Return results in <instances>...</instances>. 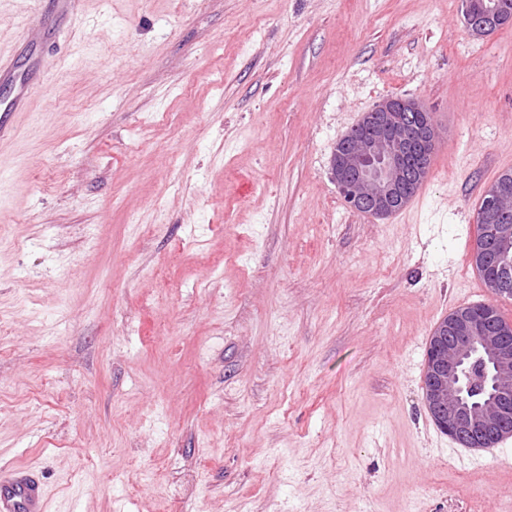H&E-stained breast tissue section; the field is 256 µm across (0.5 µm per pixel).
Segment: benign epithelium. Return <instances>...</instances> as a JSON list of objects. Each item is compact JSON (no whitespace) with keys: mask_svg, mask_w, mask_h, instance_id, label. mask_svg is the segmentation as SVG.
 <instances>
[{"mask_svg":"<svg viewBox=\"0 0 512 512\" xmlns=\"http://www.w3.org/2000/svg\"><path fill=\"white\" fill-rule=\"evenodd\" d=\"M473 33L484 36L512 19L509 0H464ZM413 98L376 103L349 133V144L332 156V171L345 203L373 218L397 211L411 180L406 157L415 146H433V120L410 125L423 112ZM512 193L496 182L483 195L482 227L497 246L494 260L512 269ZM425 404L437 426L464 448H491L512 426V327L473 318L463 309L436 327L426 355Z\"/></svg>","mask_w":512,"mask_h":512,"instance_id":"1","label":"benign epithelium"}]
</instances>
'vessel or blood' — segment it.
I'll use <instances>...</instances> for the list:
<instances>
[{
    "label": "vessel or blood",
    "instance_id": "obj_1",
    "mask_svg": "<svg viewBox=\"0 0 512 512\" xmlns=\"http://www.w3.org/2000/svg\"><path fill=\"white\" fill-rule=\"evenodd\" d=\"M41 78L39 68L18 66L15 54L0 53V84L11 87V95L0 100V147L10 141L18 116L30 106V91ZM0 512H46L45 488L27 468L0 470Z\"/></svg>",
    "mask_w": 512,
    "mask_h": 512
}]
</instances>
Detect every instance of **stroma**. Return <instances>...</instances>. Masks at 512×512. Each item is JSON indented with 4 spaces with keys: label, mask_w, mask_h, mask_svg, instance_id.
<instances>
[{
    "label": "stroma",
    "mask_w": 512,
    "mask_h": 512,
    "mask_svg": "<svg viewBox=\"0 0 512 512\" xmlns=\"http://www.w3.org/2000/svg\"><path fill=\"white\" fill-rule=\"evenodd\" d=\"M0 148V469L48 512H512V438L449 455L431 328L512 172V23L462 0H84ZM437 142L403 220L347 206L337 141L387 97ZM463 2L466 16L472 20L471 30L477 35H489L502 22L511 21L512 7L508 0H465Z\"/></svg>",
    "instance_id": "stroma-1"
}]
</instances>
